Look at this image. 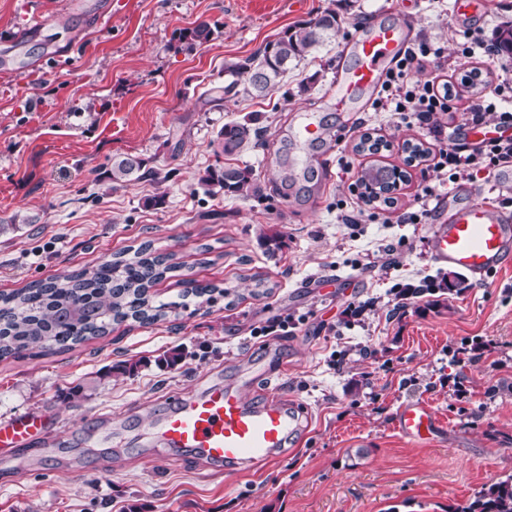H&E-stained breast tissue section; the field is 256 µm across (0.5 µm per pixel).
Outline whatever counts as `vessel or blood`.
<instances>
[{
  "label": "vessel or blood",
  "instance_id": "b4317fda",
  "mask_svg": "<svg viewBox=\"0 0 512 512\" xmlns=\"http://www.w3.org/2000/svg\"><path fill=\"white\" fill-rule=\"evenodd\" d=\"M403 50L400 26L375 25L361 31L350 46L354 64L336 80L332 109L347 111L360 95L376 89L388 63ZM325 137L326 125L317 113L299 112L292 131L298 150L296 164L310 167ZM431 245L436 262L482 277L512 254V221L486 205L466 203L458 206L448 223L432 227ZM266 374V367L258 363L240 384L211 385L175 395L155 421L159 454L174 461L186 456L202 460L218 474L260 467L277 458L300 431L302 420L278 387L268 389L261 400L246 398V388ZM395 428L402 437L427 442L441 425L430 406L413 402L401 407ZM45 430L37 413L1 418L0 447L29 446Z\"/></svg>",
  "mask_w": 512,
  "mask_h": 512
}]
</instances>
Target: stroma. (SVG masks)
<instances>
[{
  "instance_id": "1",
  "label": "stroma",
  "mask_w": 512,
  "mask_h": 512,
  "mask_svg": "<svg viewBox=\"0 0 512 512\" xmlns=\"http://www.w3.org/2000/svg\"><path fill=\"white\" fill-rule=\"evenodd\" d=\"M33 7L42 32L26 39ZM328 9L335 37L267 96L225 93L231 64ZM202 21L209 40L188 45L183 32ZM399 21L413 40L444 45L448 73L478 67L494 84L512 63L456 53L465 36L492 39L512 22V0L473 18L455 0H88L79 14L70 0H0V39L20 40L0 62V293L146 242L179 266L152 288L155 302L179 300L188 279L232 291L65 352L0 359V418L37 412L47 423L25 476L0 466V512H461L485 484L512 477V258L480 280L435 263L430 240L432 222L451 215L449 194L511 215L512 194L481 177L448 182L425 160L406 167L405 142L445 148L451 129L397 124L364 98L347 112L327 107L356 32ZM307 109L336 135L330 179L302 174L289 189L282 162ZM249 115L261 146L221 152L225 123ZM365 133L388 152L357 151ZM127 154L150 175L113 183L112 162ZM245 164L259 195L198 183L206 169ZM373 164L408 173L387 223H339L337 201ZM426 185L440 193L433 220L396 223ZM402 284L412 287L404 302ZM288 314V330L254 336ZM261 361L308 411L287 451L228 476L150 456L152 420L172 396ZM409 402L440 419L432 441L396 432ZM91 452L98 471L79 472Z\"/></svg>"
}]
</instances>
